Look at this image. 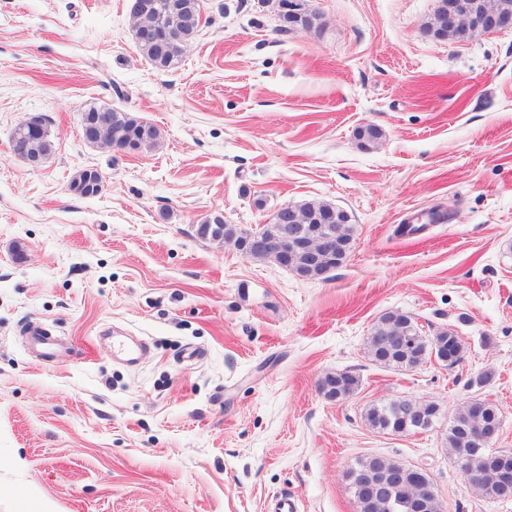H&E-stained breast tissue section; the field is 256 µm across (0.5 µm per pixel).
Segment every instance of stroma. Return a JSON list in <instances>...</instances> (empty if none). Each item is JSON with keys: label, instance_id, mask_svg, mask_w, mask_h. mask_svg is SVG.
Segmentation results:
<instances>
[{"label": "stroma", "instance_id": "1", "mask_svg": "<svg viewBox=\"0 0 512 512\" xmlns=\"http://www.w3.org/2000/svg\"><path fill=\"white\" fill-rule=\"evenodd\" d=\"M300 3L312 28L285 31L276 0H200L160 70L129 0H0V512H359L346 472L369 456L428 470L443 512H512L445 440L488 399L512 450V31L435 38L438 0ZM89 105L155 125L158 144H87ZM34 115L55 144L37 169L10 149ZM89 167L105 187L83 197L70 184ZM307 201L354 229L325 281L195 232L210 212L247 232ZM394 309L459 336L463 361L375 362L368 337ZM111 329L145 342L138 365ZM336 371L360 379L338 403L318 390ZM391 399L440 418L373 429L367 408Z\"/></svg>", "mask_w": 512, "mask_h": 512}]
</instances>
